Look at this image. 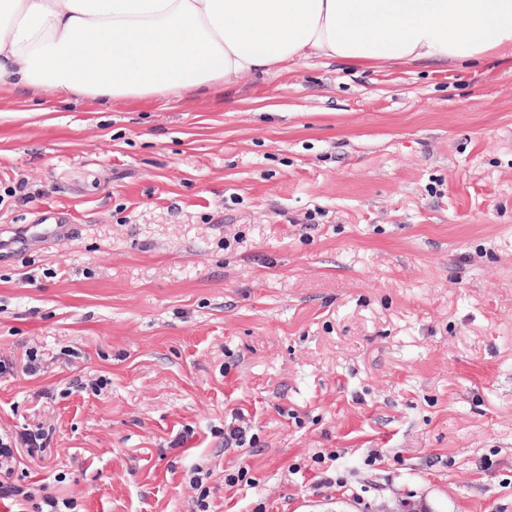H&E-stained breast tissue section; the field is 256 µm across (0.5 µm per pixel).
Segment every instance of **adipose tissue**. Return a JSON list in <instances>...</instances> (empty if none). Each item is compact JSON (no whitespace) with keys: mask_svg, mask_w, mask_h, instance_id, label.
Instances as JSON below:
<instances>
[{"mask_svg":"<svg viewBox=\"0 0 512 512\" xmlns=\"http://www.w3.org/2000/svg\"><path fill=\"white\" fill-rule=\"evenodd\" d=\"M512 49V0H0V86L178 99L335 58L478 61Z\"/></svg>","mask_w":512,"mask_h":512,"instance_id":"1","label":"adipose tissue"}]
</instances>
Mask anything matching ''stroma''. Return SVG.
<instances>
[{
	"instance_id": "obj_1",
	"label": "stroma",
	"mask_w": 512,
	"mask_h": 512,
	"mask_svg": "<svg viewBox=\"0 0 512 512\" xmlns=\"http://www.w3.org/2000/svg\"><path fill=\"white\" fill-rule=\"evenodd\" d=\"M0 358L78 512H512V53L0 86Z\"/></svg>"
}]
</instances>
